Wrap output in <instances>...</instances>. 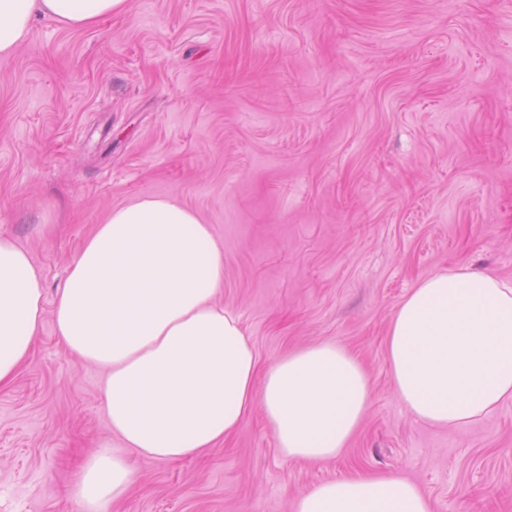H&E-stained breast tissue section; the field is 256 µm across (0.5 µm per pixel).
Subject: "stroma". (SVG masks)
<instances>
[{"instance_id": "stroma-1", "label": "stroma", "mask_w": 512, "mask_h": 512, "mask_svg": "<svg viewBox=\"0 0 512 512\" xmlns=\"http://www.w3.org/2000/svg\"><path fill=\"white\" fill-rule=\"evenodd\" d=\"M145 196L209 224L216 301L260 366L336 343L373 393L336 459L283 457L256 408L205 452L133 457L108 512H292L368 473L408 477L435 512H512V402L421 423L386 354L422 278L512 280V0H127L91 27L36 20L0 58V231L51 298L112 208ZM103 378L45 314L0 388V512H81L70 487L112 439Z\"/></svg>"}]
</instances>
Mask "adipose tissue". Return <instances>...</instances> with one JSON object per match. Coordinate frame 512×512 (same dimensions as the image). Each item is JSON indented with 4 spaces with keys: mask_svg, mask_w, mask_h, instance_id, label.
<instances>
[{
    "mask_svg": "<svg viewBox=\"0 0 512 512\" xmlns=\"http://www.w3.org/2000/svg\"><path fill=\"white\" fill-rule=\"evenodd\" d=\"M126 0H0V56L35 19L70 27L123 12ZM224 251L198 214L167 198L112 209L86 240L52 311L66 349L106 372L101 403L123 449L89 457L71 494L106 512L134 480L128 452L176 460L213 447L261 406L280 453L335 458L359 428L370 379L346 348L293 351L258 372L251 339L214 297ZM45 289L26 251L0 232V386L32 350ZM394 391L419 421L461 427L512 401V283L461 267L422 279L388 333ZM293 512H434L431 496L393 474L356 475L301 492Z\"/></svg>",
    "mask_w": 512,
    "mask_h": 512,
    "instance_id": "adipose-tissue-1",
    "label": "adipose tissue"
}]
</instances>
